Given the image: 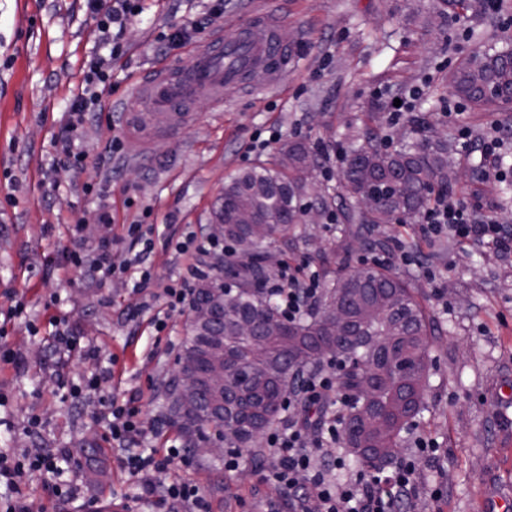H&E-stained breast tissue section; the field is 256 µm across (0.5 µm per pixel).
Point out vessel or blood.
I'll list each match as a JSON object with an SVG mask.
<instances>
[{
	"mask_svg": "<svg viewBox=\"0 0 512 512\" xmlns=\"http://www.w3.org/2000/svg\"><path fill=\"white\" fill-rule=\"evenodd\" d=\"M278 30L270 11H257L230 32H217L197 46L191 68L174 61L154 68L139 88V113L167 115L170 127H178L198 103L223 108L225 87L242 83L254 69L268 72L269 88L281 87L295 52L279 41Z\"/></svg>",
	"mask_w": 512,
	"mask_h": 512,
	"instance_id": "obj_1",
	"label": "vessel or blood"
}]
</instances>
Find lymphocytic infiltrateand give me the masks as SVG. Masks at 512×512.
<instances>
[{"instance_id": "lymphocytic-infiltrate-1", "label": "lymphocytic infiltrate", "mask_w": 512, "mask_h": 512, "mask_svg": "<svg viewBox=\"0 0 512 512\" xmlns=\"http://www.w3.org/2000/svg\"><path fill=\"white\" fill-rule=\"evenodd\" d=\"M418 232L431 242L448 236L467 247L491 248L502 257L512 255V226L499 223L488 213L475 218L467 202L452 192L435 197L421 219ZM125 235L140 246L133 257L119 258L112 241L105 239L94 252H73L67 260L91 280L99 281L116 272H136L133 287L144 290L152 279L146 265L151 240L139 224L126 225ZM198 274V267H187L182 277L164 288V307L153 318L156 333L166 330L171 313L188 306ZM263 289L277 298L282 315L294 320L318 297L321 280L308 265L284 264L264 283ZM341 371V362H329L325 368L305 375L300 389L289 393L290 408L310 405L318 408L320 414L312 421L289 417L266 434L268 464L263 472L264 482L287 489L293 496L294 512H403L404 504L421 494L440 499V488L426 490L420 483L421 463L435 458L438 452L434 440L422 434L413 439L412 455L391 472L360 470L346 478H336V471L345 467L342 458L333 453L345 422L336 409L343 401L336 388ZM138 400L135 394L112 398L100 415L108 442L122 452L120 465L135 488L134 503L148 505L151 512H210L200 487L192 481L176 479L164 485L156 483L157 471L177 461L189 463L190 456L176 445L162 453L146 450V443L158 428L141 419ZM79 469L66 448H31L19 453L0 450V484L9 492L0 512H27L22 485L28 476L35 474L50 480L53 494L70 499L80 497L83 486L79 482Z\"/></svg>"}]
</instances>
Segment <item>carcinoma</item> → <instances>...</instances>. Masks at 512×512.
<instances>
[{"label":"carcinoma","instance_id":"cac0c4a2","mask_svg":"<svg viewBox=\"0 0 512 512\" xmlns=\"http://www.w3.org/2000/svg\"><path fill=\"white\" fill-rule=\"evenodd\" d=\"M453 92L477 107L512 104V48H479L450 76ZM411 141L392 151L371 140L353 142L345 150L347 165L335 195L314 198L322 209L339 199L346 204L347 224L339 229L343 251L363 233L394 217L417 221L432 195L451 190L453 148L413 126ZM310 151L294 142L268 163H257L233 176L224 186V202L215 211L224 224V238L236 248L224 263V389H202L195 411L182 412L176 379H171L169 422L189 437L192 452L206 434H216L225 447L257 452L259 439L282 412L283 400L300 373L316 371L325 347L345 361L339 387L350 399L343 439L361 466L381 468L389 450L399 447L408 419L423 410L424 371L437 322L426 313L411 288L390 273L373 268L328 276L315 304L288 322L274 297L265 293L263 260L268 248L296 231L302 220L307 182L301 175ZM349 313L347 326L328 336L330 304ZM248 322L258 335H236ZM212 331L195 327L178 362L205 371ZM373 413L390 422L389 432L363 422Z\"/></svg>","mask_w":512,"mask_h":512}]
</instances>
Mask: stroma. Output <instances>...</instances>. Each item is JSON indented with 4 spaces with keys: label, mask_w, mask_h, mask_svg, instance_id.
Instances as JSON below:
<instances>
[{
    "label": "stroma",
    "mask_w": 512,
    "mask_h": 512,
    "mask_svg": "<svg viewBox=\"0 0 512 512\" xmlns=\"http://www.w3.org/2000/svg\"><path fill=\"white\" fill-rule=\"evenodd\" d=\"M500 3L492 15L483 0H450L445 27L431 30L424 19L433 0H140L142 13L123 32L104 33L86 0H0V342L19 358L0 365V448L70 449L92 488L91 499L80 503L54 497L41 476H32L23 488L29 512H122L133 489L98 419L112 395L140 393L142 418L159 427L153 447L186 442L166 420L164 388L189 334L187 313L172 314L167 330L155 333L149 293L133 290L129 275L119 273L89 285L66 250L87 252L121 235L124 225L153 224L150 292L158 293L193 261L169 248L168 237L206 232L229 177L271 159L288 141H319L333 150L366 133L393 148L409 123L389 125L390 104L413 90V112L427 116L430 134L455 136L443 115L452 98L448 75L478 46L512 43V31L500 26L512 17V0ZM258 7L279 19L298 56L282 89L261 97L233 88L224 111L198 104L174 137L167 119L154 117L148 140H141L129 120L138 82L161 62L188 63L191 44ZM186 25L190 45L165 42ZM116 43L122 54L83 128L81 165L52 166L53 142L69 122L85 71ZM465 117L477 140L500 122L508 174L475 179L486 162L461 148L453 190L477 212L493 211L512 225V196L503 192L512 182V109L469 108ZM259 132L274 135L275 143L255 145ZM99 188L109 192L113 223L98 218ZM336 235L326 218L305 225L300 236L277 244L276 257L317 271L325 255L346 271L372 265L370 251L343 252ZM423 253L441 277L442 297L415 267H388L441 328L430 352L426 408L403 431L400 448L409 453L418 433L436 439L439 455L421 472L440 483L442 498L411 499L407 512H488L512 495V257L464 251L448 238ZM19 303L22 315L9 317ZM52 317L99 345L101 361L115 363L114 380L77 404L63 397L55 374L79 384L94 364L76 352L55 355ZM34 415L41 420L36 433L28 426ZM262 467L256 461L228 477L223 458L197 456L191 469L157 480L198 484L211 512H293L288 492L262 482Z\"/></svg>",
    "instance_id": "1"
}]
</instances>
